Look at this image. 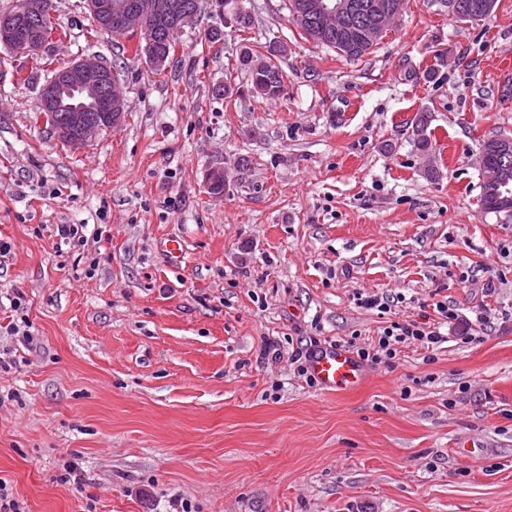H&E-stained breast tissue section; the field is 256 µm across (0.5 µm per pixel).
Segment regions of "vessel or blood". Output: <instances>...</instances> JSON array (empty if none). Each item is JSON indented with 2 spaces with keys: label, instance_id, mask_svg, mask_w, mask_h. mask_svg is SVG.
Returning a JSON list of instances; mask_svg holds the SVG:
<instances>
[{
  "label": "vessel or blood",
  "instance_id": "b4317fda",
  "mask_svg": "<svg viewBox=\"0 0 512 512\" xmlns=\"http://www.w3.org/2000/svg\"><path fill=\"white\" fill-rule=\"evenodd\" d=\"M308 366L321 387L332 393H346L360 388L367 371L349 350L341 346H321L310 354Z\"/></svg>",
  "mask_w": 512,
  "mask_h": 512
}]
</instances>
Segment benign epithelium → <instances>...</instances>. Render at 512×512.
<instances>
[{"mask_svg":"<svg viewBox=\"0 0 512 512\" xmlns=\"http://www.w3.org/2000/svg\"><path fill=\"white\" fill-rule=\"evenodd\" d=\"M369 12L374 16L375 29L371 38L386 32L383 20L401 12V6L390 0H371ZM87 8L97 25L107 29L134 30L144 28V21L162 20L173 26L183 18L180 0H87ZM352 0H312L308 8H294L295 20L308 12L330 28L352 14ZM55 0H21L14 13L0 14V42L14 53L30 58L39 55L45 46L40 25L53 17ZM39 106L47 111L67 113L65 124L57 129V138L73 147H81L101 132V121L116 126L127 111L123 93L116 89L112 71L101 60L82 57L68 68L57 72L40 91ZM103 113V119L92 113Z\"/></svg>","mask_w":512,"mask_h":512,"instance_id":"7a95c632","label":"benign epithelium"}]
</instances>
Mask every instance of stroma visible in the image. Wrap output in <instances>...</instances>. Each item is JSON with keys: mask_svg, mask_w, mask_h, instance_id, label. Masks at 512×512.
I'll return each instance as SVG.
<instances>
[{"mask_svg": "<svg viewBox=\"0 0 512 512\" xmlns=\"http://www.w3.org/2000/svg\"><path fill=\"white\" fill-rule=\"evenodd\" d=\"M55 2L40 63L0 44V323L22 294L32 337H0L17 361L0 369V479L27 512H512V216L484 210L477 164L512 136V0L473 22L408 0L355 62L302 38L285 0H208L160 74L83 0ZM246 53L281 71L278 97L252 95ZM86 55L119 66L128 115L74 148L35 111ZM421 112L435 180L410 138ZM438 301L471 325L356 391L291 360ZM266 337L279 361H259Z\"/></svg>", "mask_w": 512, "mask_h": 512, "instance_id": "35a3bbf8", "label": "stroma"}]
</instances>
